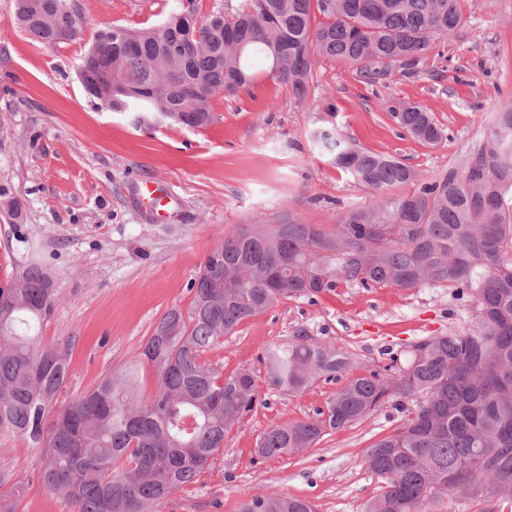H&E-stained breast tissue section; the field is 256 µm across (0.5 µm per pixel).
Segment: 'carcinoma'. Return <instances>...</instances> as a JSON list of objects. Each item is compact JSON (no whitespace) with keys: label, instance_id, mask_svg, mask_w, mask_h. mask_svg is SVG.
<instances>
[{"label":"carcinoma","instance_id":"obj_1","mask_svg":"<svg viewBox=\"0 0 512 512\" xmlns=\"http://www.w3.org/2000/svg\"><path fill=\"white\" fill-rule=\"evenodd\" d=\"M179 0L157 28L97 32L79 67L86 93L114 112H156L189 127L212 119V101L263 75L306 96L317 57L356 67L373 83L392 62L413 66L435 38L463 23L458 0H242L199 16ZM76 0H15L11 26L44 46L81 32ZM413 139L435 145L443 131L422 106L392 113ZM315 143L359 185L368 209L337 215L326 231L288 216L224 237L191 284L193 299L168 310L138 357L92 390L59 402L69 342L42 347L31 330L52 309L36 263L0 286V428L40 449L39 478L72 512H163L224 449V436L259 403L248 370L227 376L202 359L243 322L285 300L312 299L338 283L416 288L439 283L472 299L475 324L410 345L403 363L344 382L315 415L274 425L258 454L280 459L314 447L330 430L387 403L404 414L363 464L381 480L366 512H429L435 497L487 504L512 497V105L496 113L462 173L423 182L389 153L358 147L330 129ZM413 187L393 195L394 189ZM150 364L156 391L135 390ZM270 385L293 393L345 377L351 353L301 332L268 347ZM0 512H14L25 485L0 471ZM241 512H315L278 492L253 495Z\"/></svg>","mask_w":512,"mask_h":512}]
</instances>
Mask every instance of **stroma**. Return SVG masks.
<instances>
[{
    "label": "stroma",
    "instance_id": "35a3bbf8",
    "mask_svg": "<svg viewBox=\"0 0 512 512\" xmlns=\"http://www.w3.org/2000/svg\"><path fill=\"white\" fill-rule=\"evenodd\" d=\"M13 4L0 0V284L33 262L51 280L53 308L39 336L46 346L72 343L68 398L131 361L169 309L189 307L192 281L225 236L291 214L328 229L339 212L373 204L375 193L336 168L314 131L391 153L435 180L463 171L496 112L512 103V0H459L464 25L435 39L417 65H391L378 83L322 57L305 99L262 79L215 99L213 119L201 127L112 111L78 79L97 31L159 25L178 0H77L81 34L53 47L12 28ZM408 103L431 112L441 143L402 135L393 113ZM144 179L168 186L171 216L142 207ZM475 314L473 301L455 300L442 285L342 282L316 301L286 300L244 322L204 358L226 375L251 370L261 403L164 512H240L264 491L308 500L316 512H365L381 482L363 456L399 414L384 407L302 453L261 458L266 429L307 419L338 388L322 380L302 393L269 386L264 350L302 331L350 351L354 377L403 357L419 339L469 327ZM39 457L25 438L0 428V470L25 485L16 512H71L39 480Z\"/></svg>",
    "mask_w": 512,
    "mask_h": 512
}]
</instances>
